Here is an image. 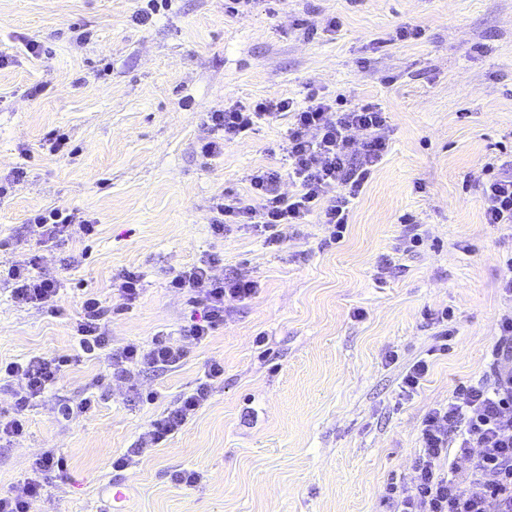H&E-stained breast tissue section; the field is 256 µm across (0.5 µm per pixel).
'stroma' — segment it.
<instances>
[{"label":"stroma","instance_id":"35a3bbf8","mask_svg":"<svg viewBox=\"0 0 512 512\" xmlns=\"http://www.w3.org/2000/svg\"><path fill=\"white\" fill-rule=\"evenodd\" d=\"M139 6L0 0V177L26 172L0 197V362L69 354L89 293L111 309L114 343L177 329L188 306L169 277L204 255L216 276L243 269L258 290L228 302L223 326L177 369L129 386L102 357L71 367L30 409L26 435L0 443V491L21 493L34 459L53 449L66 470L50 474L30 512H99L112 481L125 484V512H383L385 486L410 478L423 416L457 385L489 377L497 324L512 313L499 292L512 229L486 223L475 182L486 163L512 161V0H254L239 15L225 0H173L145 26L133 21ZM406 26L422 37L397 39ZM78 27L89 42L76 43ZM30 40L44 55L27 54ZM42 82L48 91L29 96ZM311 91L388 114L387 152L341 242L324 245L315 215L278 248L246 230L214 235L215 195L250 199L252 171L284 168L289 120L261 123L209 160L199 152L208 113ZM52 131L70 153L49 154ZM50 209L95 218L96 234L40 250L31 219ZM408 217L423 238L414 248ZM36 253L63 281L59 315L10 297L8 268ZM71 255L79 263L65 266ZM385 256L400 269L382 279ZM124 269L145 281L129 309L112 293ZM444 310L455 335L440 355ZM420 358L428 375L402 396ZM214 359L224 383L210 402L136 467L113 470ZM90 394V412L58 417V403ZM179 469L200 483L174 484ZM429 371L426 360L420 359L414 362L405 372L401 380V392L411 397L418 393L422 382Z\"/></svg>","mask_w":512,"mask_h":512}]
</instances>
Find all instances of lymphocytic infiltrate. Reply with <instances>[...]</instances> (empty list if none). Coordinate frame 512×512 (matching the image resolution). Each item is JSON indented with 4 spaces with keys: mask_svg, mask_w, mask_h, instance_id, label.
<instances>
[{
    "mask_svg": "<svg viewBox=\"0 0 512 512\" xmlns=\"http://www.w3.org/2000/svg\"><path fill=\"white\" fill-rule=\"evenodd\" d=\"M290 117L281 146L287 172L258 169L249 176L255 204L241 198L216 195L211 205L214 234L233 225L260 231L268 247L287 239L288 226L302 223L321 211L328 244L342 238L354 201L381 163L387 144L382 135L388 116L373 104L347 106L341 99L310 93L303 104L272 97L252 104L240 102L209 113L212 136L200 146L203 157L223 154L227 143L245 137L256 124ZM296 191L283 193V180ZM484 217L490 224H512V175L485 164L478 176ZM335 196H328V189ZM41 243H57L72 231L90 237L94 219L78 211L53 209L37 214ZM214 257L206 255L172 275L169 286L189 295L192 308L177 332L159 330L147 345L129 342L112 347L106 329L108 309L100 299L86 295L81 315L73 325V344L64 356L35 355L26 362L0 365V375L18 378L13 390V414L0 420V438L18 437L27 428V413L55 388L72 364L106 354L112 379L123 381L132 371L174 369L187 358L190 345L206 341L224 323L226 304L254 295L258 285L243 274L212 275ZM36 261L8 269L11 298L22 306H40L59 295L62 283L36 271ZM224 381V367L212 361L192 390L179 396L153 419L134 448L113 461L114 469L137 464L187 425ZM421 446L406 485L385 488L382 499L389 512H512V316L498 324L488 381L456 386L448 403L430 409L422 419ZM468 466H460V459ZM62 455L47 451L36 458L23 495L1 494L0 512H29V501L47 491L49 472L63 469Z\"/></svg>",
    "mask_w": 512,
    "mask_h": 512,
    "instance_id": "lymphocytic-infiltrate-1",
    "label": "lymphocytic infiltrate"
}]
</instances>
